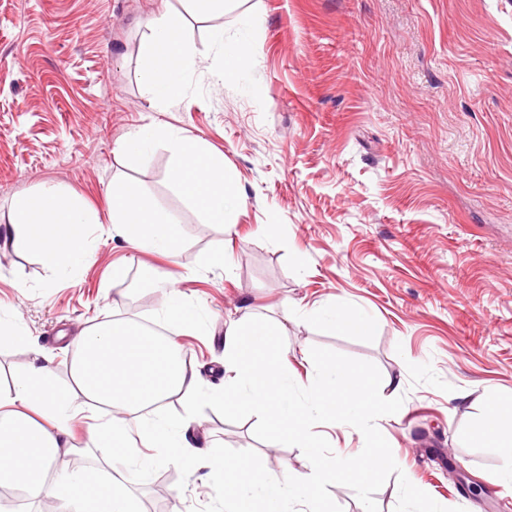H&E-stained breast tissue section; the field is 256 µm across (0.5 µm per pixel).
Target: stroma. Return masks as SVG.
<instances>
[{
	"label": "stroma",
	"mask_w": 512,
	"mask_h": 512,
	"mask_svg": "<svg viewBox=\"0 0 512 512\" xmlns=\"http://www.w3.org/2000/svg\"><path fill=\"white\" fill-rule=\"evenodd\" d=\"M183 0H0V226L11 204L46 185L96 212L94 254L67 270L0 244V385L33 350L72 383L76 337L127 318L166 327L168 296L140 287L145 269L177 282L197 314L177 349L205 385L224 384V321L249 311L283 324L276 344L295 386L308 356L355 369L381 400L387 463L367 486L324 485L327 512H506L500 448L470 440L486 395L512 399V0H243L258 16L255 62L219 80L217 28L238 14L187 13L201 59L185 99L154 105L140 43L151 18ZM152 123L223 154L245 202L225 228L203 223L170 179L163 143L131 162L113 148ZM131 182L178 222L171 256L112 234L108 187ZM224 253L228 266L206 263ZM125 269L121 287L112 268ZM362 310L365 336L303 318ZM218 455L265 474H308L307 449L281 447L248 408L186 406ZM321 456L369 448L358 426L313 423ZM123 481L138 512H230L225 477L178 463Z\"/></svg>",
	"instance_id": "stroma-1"
}]
</instances>
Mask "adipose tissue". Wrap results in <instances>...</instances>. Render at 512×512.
Returning a JSON list of instances; mask_svg holds the SVG:
<instances>
[{"instance_id": "adipose-tissue-1", "label": "adipose tissue", "mask_w": 512, "mask_h": 512, "mask_svg": "<svg viewBox=\"0 0 512 512\" xmlns=\"http://www.w3.org/2000/svg\"><path fill=\"white\" fill-rule=\"evenodd\" d=\"M240 20L243 34L229 39L220 33L215 36L224 54L219 78L238 75L256 58V46L246 31L258 20L246 13ZM141 53L155 99L168 106L182 102L186 76L196 67V50L181 14L166 10L154 16ZM157 140L164 142L170 154L173 182L202 213L205 223L231 225L244 199L233 174L224 167L223 156L209 152L202 140L150 123L127 133L115 150L137 161L146 146ZM95 221L77 197L45 187L15 200L7 234L15 246L37 251L49 268L66 269L91 258L87 228ZM112 224L136 250L169 254L179 245L176 221L129 184L112 185ZM78 346L73 380L89 402L109 411L107 421L88 427L91 448H153L162 460L179 462L193 473L238 469V462L203 448L186 417H150V409L174 395L192 404L256 410L280 442L292 437L303 448H314L309 428L317 420L349 421L361 425L368 438L377 436V405L365 375L316 358L312 361L315 375L303 397L294 396L288 363L274 346L272 330L249 313L224 327L227 386L221 391L205 390L194 366L170 340L158 339L134 322H99L79 336ZM52 373L51 359L37 351L13 387L0 388V486L24 487L29 495L52 501L55 512L67 506L73 512H84L88 506L93 512H134L117 476L105 482L94 476L53 479L63 456L76 449L72 428L82 415L69 393L55 388ZM473 439L506 449L500 478L512 483V404H493ZM385 462L384 453L373 448L353 457L317 461L311 473L302 477L259 473L234 486L235 512H251L257 497L264 500L267 512H290L298 494L314 495L325 484L369 482Z\"/></svg>"}]
</instances>
